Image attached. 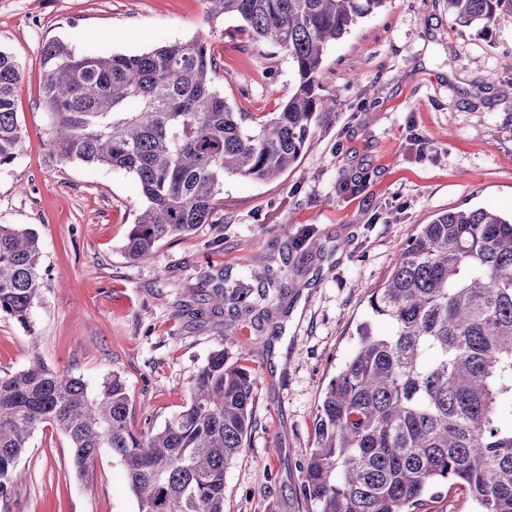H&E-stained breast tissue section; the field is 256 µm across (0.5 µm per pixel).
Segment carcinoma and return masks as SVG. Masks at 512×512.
Instances as JSON below:
<instances>
[{
	"label": "carcinoma",
	"instance_id": "obj_1",
	"mask_svg": "<svg viewBox=\"0 0 512 512\" xmlns=\"http://www.w3.org/2000/svg\"><path fill=\"white\" fill-rule=\"evenodd\" d=\"M213 23L239 18L256 44L291 59L296 82L277 112H236L215 85L220 63L193 39L135 54L42 52L40 101L62 161L122 169L146 208L125 250L138 262L224 210L225 177L273 180L292 168L335 106L319 95L323 55L387 0H203ZM453 26L490 34L512 0H446ZM20 72L0 51V170L21 155ZM38 233L0 224V315L29 329L38 296ZM373 317L318 406L303 495L318 512H421L455 485L479 512H512V218L489 208L436 214L397 255L369 300ZM251 373L218 349L190 401L158 431L136 434L117 375L95 394L38 356L0 376V494L30 434L50 425L82 471L103 448L119 458L138 512H224V470L245 449Z\"/></svg>",
	"mask_w": 512,
	"mask_h": 512
}]
</instances>
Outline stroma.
I'll return each mask as SVG.
<instances>
[{
	"label": "stroma",
	"instance_id": "1",
	"mask_svg": "<svg viewBox=\"0 0 512 512\" xmlns=\"http://www.w3.org/2000/svg\"><path fill=\"white\" fill-rule=\"evenodd\" d=\"M203 0H0V50L20 71L24 149L0 170V224L37 230L42 278L30 328L0 316V376L29 361L89 390L119 374L133 431L186 406L209 354L253 374L246 448L224 473V512H316L301 492L318 401L370 319L368 300L419 225L453 208L512 213V23L453 27L445 0H387L325 52L320 94L336 108L270 182L224 180L213 223L131 260L145 207L123 170L65 162L39 104L52 40L81 54H136L200 39L237 112H275L291 94L287 53L254 44ZM0 512H137L124 469L102 452L77 473L67 438L38 428Z\"/></svg>",
	"mask_w": 512,
	"mask_h": 512
}]
</instances>
